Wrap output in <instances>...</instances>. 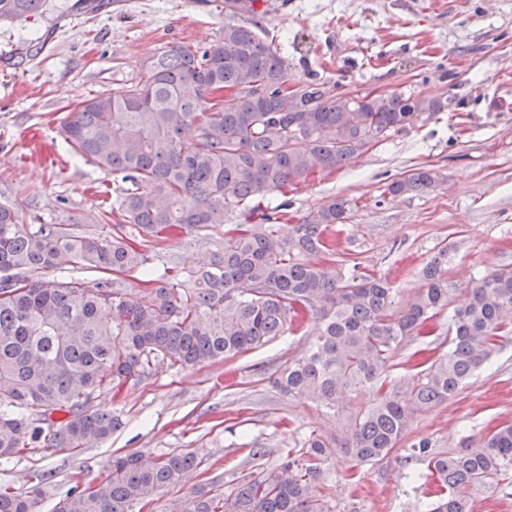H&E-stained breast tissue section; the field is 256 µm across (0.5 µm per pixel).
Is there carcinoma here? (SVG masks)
Listing matches in <instances>:
<instances>
[{
	"mask_svg": "<svg viewBox=\"0 0 512 512\" xmlns=\"http://www.w3.org/2000/svg\"><path fill=\"white\" fill-rule=\"evenodd\" d=\"M46 6L0 0V20ZM259 31L256 19L229 21L207 46L167 45L144 83L82 100L62 124L82 158L130 183L103 223L117 216L158 238L176 227L203 236L224 228V243L195 268L166 267L156 276L132 239L78 235L64 224L30 230L9 202L0 203V458L103 442L119 418L93 402L148 379L158 360L185 368L234 357L312 318L314 339L277 370L276 387L333 413L352 395L368 401L346 417L340 442L313 432L305 451H286L228 493L199 492L181 512H329L317 489L333 447L358 463L399 450L415 417L454 400L512 334V269L488 271L454 309L447 352L388 378L404 343L432 336L429 322L448 308V248L423 266L421 287L395 311L385 280L349 277L336 258L329 230L345 222L349 200L333 197L291 217L288 204L264 201L336 171L447 102L337 93L319 81L288 92L285 60ZM437 186L435 173L414 169L385 193L413 196ZM77 265L100 277L49 278ZM135 276L142 287L130 292L123 280ZM37 414L47 427L35 424ZM407 451L403 459L426 462L433 477L430 512H470L467 490L512 472V421L452 452L433 451L428 438ZM195 461L191 452L114 456L107 480L75 484L56 512H132L180 482ZM0 512H37V500L0 487Z\"/></svg>",
	"mask_w": 512,
	"mask_h": 512,
	"instance_id": "carcinoma-1",
	"label": "carcinoma"
}]
</instances>
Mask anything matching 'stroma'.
<instances>
[{
	"label": "stroma",
	"instance_id": "obj_1",
	"mask_svg": "<svg viewBox=\"0 0 512 512\" xmlns=\"http://www.w3.org/2000/svg\"><path fill=\"white\" fill-rule=\"evenodd\" d=\"M52 9L20 22L0 21V200L29 228L67 223L78 234L112 235L99 220L97 192L111 182L74 154L59 119L85 98L144 82L151 57L171 42L208 45L224 32V0H52ZM261 35L281 51L292 83L317 79L353 95L406 93L447 99L331 175L289 192L303 214L332 197L350 199L336 228L349 275L390 282L397 302L420 287L419 272L440 249L447 275L464 297L468 283L512 268V0H268ZM42 133L57 161L29 160L25 131ZM439 173L435 191L399 198L387 184L415 168ZM222 229L193 237L175 228L148 242L155 273L195 266L223 243ZM314 321L235 358L178 368L159 363L120 398L94 406L117 414L111 439L86 448H40L0 460V487L41 490L40 512H54L78 482L108 475L115 454L193 452L197 466L134 512H173L200 486L231 491L243 478L278 464L282 449L302 448L313 432L336 437L341 421L308 399L281 394L270 374L300 356ZM512 421V335L488 369L454 400L420 414L409 441L430 438L434 451L480 440ZM262 448L255 457L253 448ZM319 493L330 512H427L430 480L422 461L387 456L354 465L336 451L324 462ZM472 512H512V475L470 491Z\"/></svg>",
	"mask_w": 512,
	"mask_h": 512
}]
</instances>
